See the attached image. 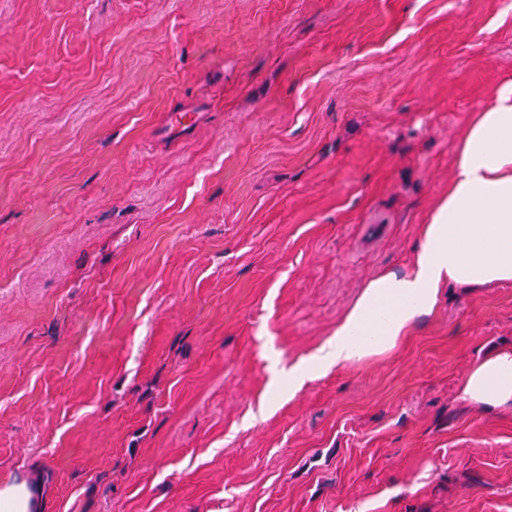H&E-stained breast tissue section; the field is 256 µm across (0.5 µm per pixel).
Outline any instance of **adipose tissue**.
Listing matches in <instances>:
<instances>
[{
    "label": "adipose tissue",
    "mask_w": 512,
    "mask_h": 512,
    "mask_svg": "<svg viewBox=\"0 0 512 512\" xmlns=\"http://www.w3.org/2000/svg\"><path fill=\"white\" fill-rule=\"evenodd\" d=\"M512 282V83L474 113L460 141L448 192L421 229L407 274L369 279L333 334L288 371V386L394 349L431 313L440 288ZM463 399L512 408V347L477 361Z\"/></svg>",
    "instance_id": "adipose-tissue-1"
}]
</instances>
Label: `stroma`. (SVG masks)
I'll return each mask as SVG.
<instances>
[{"mask_svg":"<svg viewBox=\"0 0 512 512\" xmlns=\"http://www.w3.org/2000/svg\"><path fill=\"white\" fill-rule=\"evenodd\" d=\"M500 0H0V482L42 512H512V283L289 392L408 273ZM463 399L489 408H512V347L477 361L460 382Z\"/></svg>","mask_w":512,"mask_h":512,"instance_id":"obj_1","label":"stroma"}]
</instances>
